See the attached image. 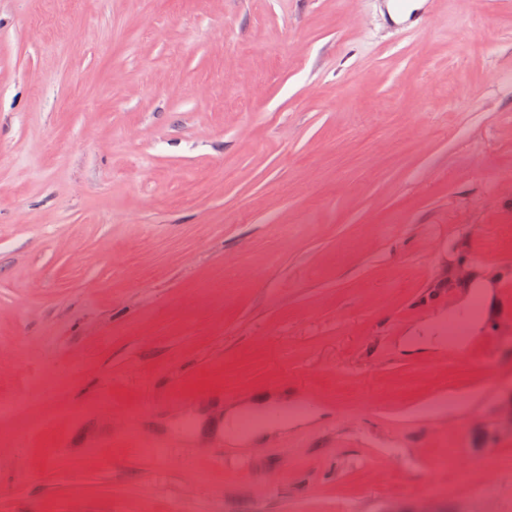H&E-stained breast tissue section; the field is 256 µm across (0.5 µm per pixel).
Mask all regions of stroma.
<instances>
[{
    "instance_id": "35a3bbf8",
    "label": "stroma",
    "mask_w": 512,
    "mask_h": 512,
    "mask_svg": "<svg viewBox=\"0 0 512 512\" xmlns=\"http://www.w3.org/2000/svg\"><path fill=\"white\" fill-rule=\"evenodd\" d=\"M387 3L0 0V512H512V0Z\"/></svg>"
}]
</instances>
